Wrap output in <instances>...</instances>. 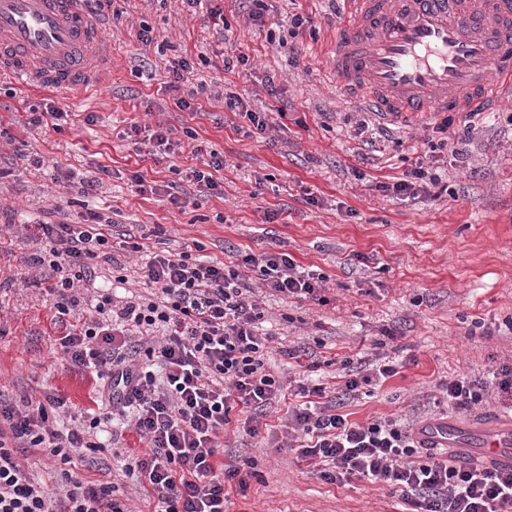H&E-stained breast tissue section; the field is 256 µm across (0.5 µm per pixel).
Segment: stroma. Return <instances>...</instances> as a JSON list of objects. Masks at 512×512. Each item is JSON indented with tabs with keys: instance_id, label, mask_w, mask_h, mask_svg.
Listing matches in <instances>:
<instances>
[{
	"instance_id": "1",
	"label": "stroma",
	"mask_w": 512,
	"mask_h": 512,
	"mask_svg": "<svg viewBox=\"0 0 512 512\" xmlns=\"http://www.w3.org/2000/svg\"><path fill=\"white\" fill-rule=\"evenodd\" d=\"M270 3L264 25L255 26L248 0H214L227 24L220 36L179 0H116L121 18L105 28L112 62L103 83L60 92L0 76V398L56 393L70 415L97 413L92 374L70 369L57 348L48 282L26 263L38 244L23 227L109 209L113 234L143 235L149 246L193 250L202 260L225 261L229 243L256 253L284 247L297 264L326 276L329 303L265 298L268 370L285 382L301 380L302 367L278 350L306 346L324 359L317 376L332 397L344 383L338 359L388 358L400 364L399 374L351 398L344 408L350 421L449 420L478 443L479 430L512 409L491 397L453 410L439 384L461 373L484 378L512 360V93L484 111L468 137L462 113H451L456 134L441 150L430 148L439 138L436 113L393 123L388 135L364 144L353 134L356 103L324 74L336 0ZM288 13L313 23L270 42L269 31ZM144 24L152 30L148 44L137 37ZM239 53L247 64L225 71L223 55ZM183 57L193 70L178 93L167 92L165 69ZM226 90L267 113L264 136L249 135L248 119L225 109L219 94ZM179 96L194 97L197 111L176 107ZM48 102L68 112L67 124L29 126V112ZM135 123L195 130L201 155L185 151L175 163L198 167L203 153L223 155V197L199 195L184 181L188 204H172L162 189L175 180L170 164L121 136ZM15 138L25 143L23 155L13 150ZM37 157L43 166H34ZM104 167L110 177H101ZM416 167L441 175L447 192L404 200L383 192ZM136 174L158 192H137ZM94 179L99 187L81 194V183ZM298 402L275 399L255 437L226 432L225 456L252 458L257 472L247 496L232 495L228 512H412L385 485L326 483L296 463L294 450L278 447L288 408ZM22 461L48 490L57 489L65 467L83 480L114 484L128 512L155 508L110 453H75L64 467L38 452Z\"/></svg>"
}]
</instances>
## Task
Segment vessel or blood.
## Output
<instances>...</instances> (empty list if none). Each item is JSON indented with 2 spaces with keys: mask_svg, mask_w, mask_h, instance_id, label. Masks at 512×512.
<instances>
[{
  "mask_svg": "<svg viewBox=\"0 0 512 512\" xmlns=\"http://www.w3.org/2000/svg\"><path fill=\"white\" fill-rule=\"evenodd\" d=\"M332 44L337 88L381 118L469 112L512 84V0H338ZM111 50L84 0H0V73L39 87L80 90L102 79ZM438 448L458 447L447 422L422 426ZM486 457L512 468V423L488 429Z\"/></svg>",
  "mask_w": 512,
  "mask_h": 512,
  "instance_id": "1",
  "label": "vessel or blood"
}]
</instances>
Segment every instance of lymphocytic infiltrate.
I'll use <instances>...</instances> for the list:
<instances>
[{
	"label": "lymphocytic infiltrate",
	"instance_id": "f902f5d3",
	"mask_svg": "<svg viewBox=\"0 0 512 512\" xmlns=\"http://www.w3.org/2000/svg\"><path fill=\"white\" fill-rule=\"evenodd\" d=\"M29 237L39 248L28 264L56 276L50 308L63 357L72 368L95 373L103 414L88 426L64 428L57 423L67 406L62 396L0 400V512H125L112 485L66 472L50 492L20 461L34 449L69 461L71 452L94 449L88 429L111 420L127 422L146 444L141 454L120 448L111 454L153 496L156 512H224L231 492L246 495L253 461L221 460L219 439L238 407L248 415L243 432L256 436L259 415L282 390L265 367L267 346L258 330L264 313L255 290L323 305L325 275L305 270L281 249H236L225 262L153 251L138 267L152 298L118 301L103 290L89 304L82 284L99 264L115 262L111 217L91 212L77 224L43 222ZM340 365L350 375L334 399L324 400L320 385L297 388L302 402L289 409L287 427L300 441L298 462L318 468L332 484L384 483L418 512H512V469L458 466L391 418L349 421L345 400L397 368L384 363L365 371L348 358ZM442 390L456 410L491 396L512 402V362L491 379L460 375Z\"/></svg>",
	"mask_w": 512,
	"mask_h": 512
}]
</instances>
